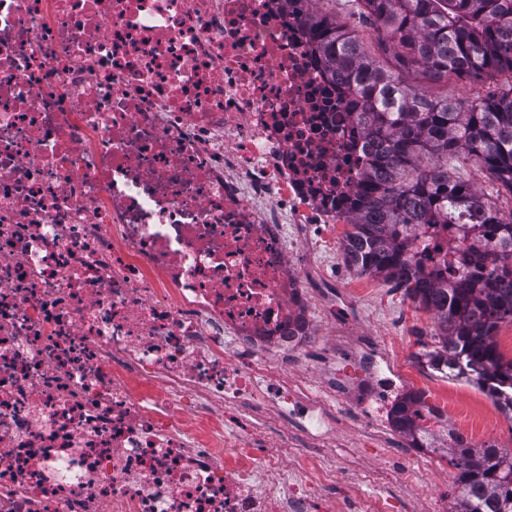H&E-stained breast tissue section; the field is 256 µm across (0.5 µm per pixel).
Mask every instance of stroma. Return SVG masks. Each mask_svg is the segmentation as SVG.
<instances>
[{
  "instance_id": "stroma-1",
  "label": "stroma",
  "mask_w": 512,
  "mask_h": 512,
  "mask_svg": "<svg viewBox=\"0 0 512 512\" xmlns=\"http://www.w3.org/2000/svg\"><path fill=\"white\" fill-rule=\"evenodd\" d=\"M314 6L335 15L337 25L357 31L367 55L381 64H392L385 43L375 38L370 20L354 13L347 0H314ZM403 77L408 85L423 89L431 97L446 98L466 108L498 91L503 82L499 76L478 80L452 76L432 82L416 70L404 72ZM448 175L453 180L474 185L497 208L512 206V194L473 163L449 158ZM336 280L353 282L355 287L366 291L364 299L357 305V328L353 335L347 336L338 333L331 325L320 324L318 341L302 355V364L312 367L319 376H327V358L331 350L338 348L352 352L368 340L377 343L381 352L407 374V383L416 392L437 401L446 399L455 404L489 407V399L476 387L440 378L419 364L418 354L433 342L435 318L431 312L408 299L403 289L384 277L349 276L340 271ZM334 420L331 443L322 447L321 453L335 465L340 476L358 482L366 497L386 500L391 512H428L432 499L447 488L446 455H438L430 469L421 470L406 436L388 430L368 434L366 427L342 403L336 406ZM390 462L413 470L414 482L401 485L380 479V471Z\"/></svg>"
}]
</instances>
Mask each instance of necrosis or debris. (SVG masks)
Returning <instances> with one entry per match:
<instances>
[{"label": "necrosis or debris", "instance_id": "4bbe7bcc", "mask_svg": "<svg viewBox=\"0 0 512 512\" xmlns=\"http://www.w3.org/2000/svg\"><path fill=\"white\" fill-rule=\"evenodd\" d=\"M304 0H0V512H332L305 442L385 427L378 350L335 395L289 361L354 296L326 271L372 151ZM426 276L469 240L424 224Z\"/></svg>", "mask_w": 512, "mask_h": 512}]
</instances>
